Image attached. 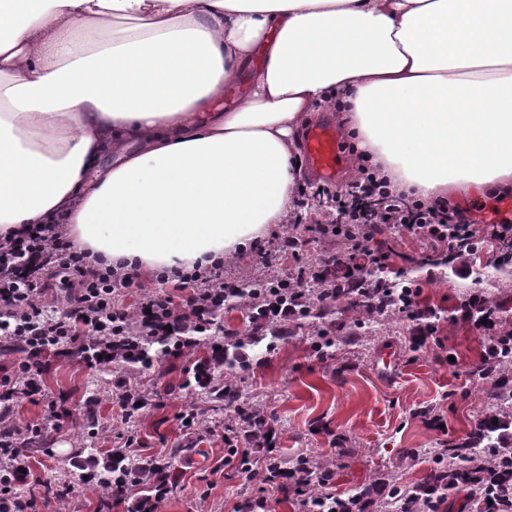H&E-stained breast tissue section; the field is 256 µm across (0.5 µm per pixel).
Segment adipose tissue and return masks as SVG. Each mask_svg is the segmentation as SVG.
I'll return each mask as SVG.
<instances>
[{
	"label": "adipose tissue",
	"instance_id": "adipose-tissue-1",
	"mask_svg": "<svg viewBox=\"0 0 512 512\" xmlns=\"http://www.w3.org/2000/svg\"><path fill=\"white\" fill-rule=\"evenodd\" d=\"M320 112L401 193L512 191V0H0V239L231 259L287 223Z\"/></svg>",
	"mask_w": 512,
	"mask_h": 512
}]
</instances>
